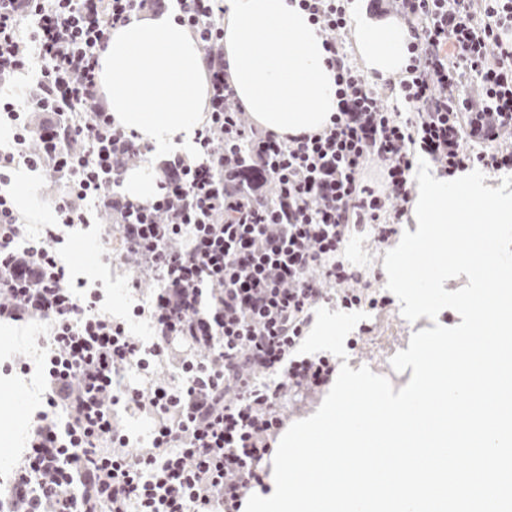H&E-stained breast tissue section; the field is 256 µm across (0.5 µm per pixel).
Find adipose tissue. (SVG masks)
Returning a JSON list of instances; mask_svg holds the SVG:
<instances>
[{
	"label": "adipose tissue",
	"instance_id": "obj_1",
	"mask_svg": "<svg viewBox=\"0 0 512 512\" xmlns=\"http://www.w3.org/2000/svg\"><path fill=\"white\" fill-rule=\"evenodd\" d=\"M350 37L367 75L386 79L408 64L409 27L397 16L348 7ZM228 81L251 122L278 137L323 130L337 110L336 72L324 36L290 0H224ZM98 85L116 124L152 145L124 176L130 198L156 192L154 159L194 158L208 103L203 50L173 12L132 18L113 29L99 56Z\"/></svg>",
	"mask_w": 512,
	"mask_h": 512
}]
</instances>
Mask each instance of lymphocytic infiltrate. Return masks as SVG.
Listing matches in <instances>:
<instances>
[{"mask_svg":"<svg viewBox=\"0 0 512 512\" xmlns=\"http://www.w3.org/2000/svg\"><path fill=\"white\" fill-rule=\"evenodd\" d=\"M417 18L403 77L386 80L412 108L384 103L342 52L344 0H298L325 35L338 109L322 132L276 139L246 121L227 81L223 0H176L178 19L202 46L210 87L196 140L203 159L165 160L157 195L138 201L119 187L150 151L100 105L96 69L113 28L148 0H0V121L14 133L0 179L21 163L57 185L56 220L33 230L0 194V324L47 321L45 406L27 435L22 465L0 512H241L264 477L284 428L277 401L327 385L332 358L299 353L321 303L369 301L361 277L338 256L359 224L394 235L410 201L415 152L455 176L468 164L512 166V0H397ZM248 140L269 193L243 192L226 172ZM380 163L381 185L365 183ZM109 208L133 288L153 286L145 306L161 355L175 340L197 347L182 380L129 399L158 419L153 449L123 445L114 410L121 368L140 347L125 324L77 291L55 250L64 228L89 223V204ZM34 236L15 252V239ZM66 414L58 423L57 411Z\"/></svg>","mask_w":512,"mask_h":512,"instance_id":"1","label":"lymphocytic infiltrate"}]
</instances>
